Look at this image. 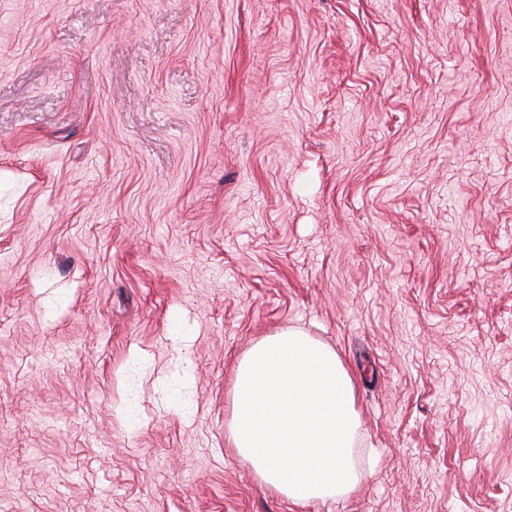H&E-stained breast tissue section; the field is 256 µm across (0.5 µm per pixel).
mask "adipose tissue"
I'll return each instance as SVG.
<instances>
[{
	"label": "adipose tissue",
	"mask_w": 512,
	"mask_h": 512,
	"mask_svg": "<svg viewBox=\"0 0 512 512\" xmlns=\"http://www.w3.org/2000/svg\"><path fill=\"white\" fill-rule=\"evenodd\" d=\"M359 427L350 372L304 330L275 331L238 362L228 439L274 494L304 505L352 492L368 477Z\"/></svg>",
	"instance_id": "ef3b65f1"
}]
</instances>
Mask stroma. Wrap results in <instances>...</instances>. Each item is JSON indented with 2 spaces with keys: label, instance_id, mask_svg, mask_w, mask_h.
<instances>
[{
  "label": "stroma",
  "instance_id": "obj_1",
  "mask_svg": "<svg viewBox=\"0 0 512 512\" xmlns=\"http://www.w3.org/2000/svg\"><path fill=\"white\" fill-rule=\"evenodd\" d=\"M292 327L304 506L227 439ZM0 512H512V0H0ZM353 378L303 329L277 330L237 364L228 440L261 483L296 504L345 496L367 479Z\"/></svg>",
  "mask_w": 512,
  "mask_h": 512
}]
</instances>
